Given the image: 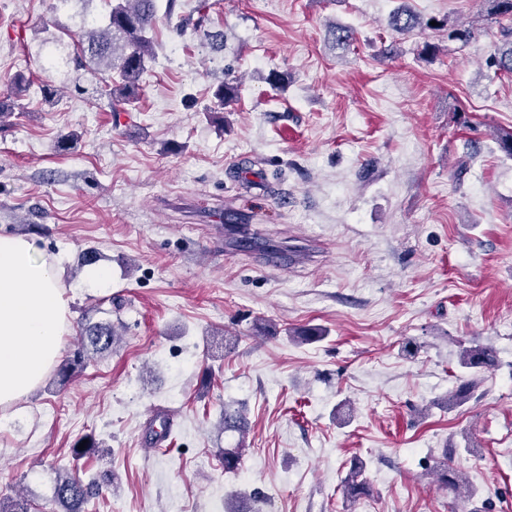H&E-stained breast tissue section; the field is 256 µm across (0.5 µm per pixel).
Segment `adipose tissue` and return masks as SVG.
I'll return each instance as SVG.
<instances>
[{"mask_svg": "<svg viewBox=\"0 0 512 512\" xmlns=\"http://www.w3.org/2000/svg\"><path fill=\"white\" fill-rule=\"evenodd\" d=\"M63 272L34 240L0 235V408L39 387L56 364L70 310Z\"/></svg>", "mask_w": 512, "mask_h": 512, "instance_id": "1", "label": "adipose tissue"}]
</instances>
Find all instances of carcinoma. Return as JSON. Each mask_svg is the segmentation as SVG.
<instances>
[{
	"label": "carcinoma",
	"instance_id": "1",
	"mask_svg": "<svg viewBox=\"0 0 512 512\" xmlns=\"http://www.w3.org/2000/svg\"><path fill=\"white\" fill-rule=\"evenodd\" d=\"M219 0H197L195 14L180 18V27L188 25L198 30L205 27L209 12L218 5ZM485 12L498 23V37L490 55L489 66L497 74L512 77V0H482ZM158 18L157 0H114L105 25H85L82 30L81 52L77 63L94 75L96 85L88 90L80 83H75V91L89 94L96 99L107 97L111 101L112 111L121 112L126 106L136 102L140 96L141 78L147 64L154 58V42L148 36ZM389 26L398 34L405 35L422 26V21L415 13L405 8L393 12ZM443 32L447 40L462 45L470 42L474 29L469 25L446 22L435 26ZM118 73L120 82L111 85L103 74ZM239 88L235 81L228 79L220 82L213 97L221 106H229L238 99ZM81 348L68 356L56 370L57 383L64 385L76 374L86 369L92 356L112 351L116 336L113 335L112 323H89L83 328ZM495 356L491 348L482 344L462 346L459 365L467 370L470 379L457 385L448 392V406L460 407L474 396L477 376L493 368ZM363 464L358 461L351 465L347 476L342 481L344 497L356 501L366 493V482L362 480ZM441 480L448 489L460 494L466 486V478L454 466L452 455L437 469ZM93 485L85 484L71 470L59 473L53 492L56 504L63 512H89L88 505L94 497ZM34 503L29 500L0 496V512H32Z\"/></svg>",
	"mask_w": 512,
	"mask_h": 512
}]
</instances>
